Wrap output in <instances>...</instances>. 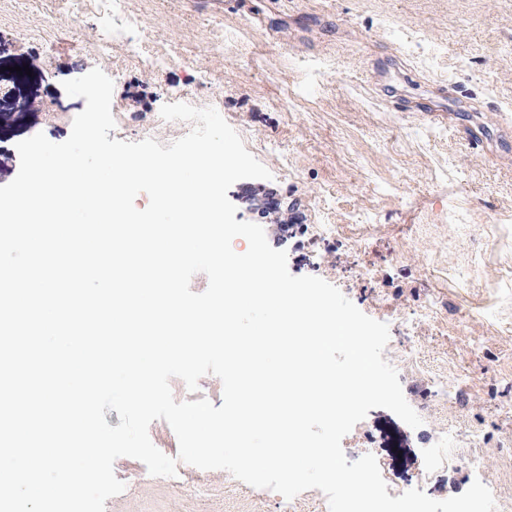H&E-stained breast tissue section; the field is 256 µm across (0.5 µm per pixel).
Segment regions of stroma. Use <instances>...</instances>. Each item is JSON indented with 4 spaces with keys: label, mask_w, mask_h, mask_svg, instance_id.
<instances>
[{
    "label": "stroma",
    "mask_w": 512,
    "mask_h": 512,
    "mask_svg": "<svg viewBox=\"0 0 512 512\" xmlns=\"http://www.w3.org/2000/svg\"><path fill=\"white\" fill-rule=\"evenodd\" d=\"M0 0V186L17 175L18 142L44 133L65 141L85 98L63 81L93 68L114 82L112 139L171 143L191 123L163 120L173 98L214 107L272 174L251 180L274 194L283 218L303 226L283 234L246 209L237 188L236 220L262 225L286 251L292 275L336 286L373 319L395 326L427 302L436 312L418 328L423 369L399 370L407 402L423 423L410 428L384 408L369 411L343 438L348 461L375 455L390 497L403 484L443 500L476 478L467 456L429 466L449 412L479 420L487 469L512 456V0ZM125 28L111 52L96 49L103 28ZM49 41H39L42 33ZM175 51L162 68L129 48ZM30 74H19L21 66ZM205 72L207 85L196 76ZM410 109H393L392 98ZM446 111L430 123L418 105ZM479 127L473 152L457 133ZM458 210L464 223L448 221ZM367 212L370 225L354 224ZM337 224L331 240L317 225ZM370 266L374 284L349 273ZM479 264L476 281L462 271ZM491 309H484V302ZM464 330H457L459 318ZM446 364L470 377L453 410L441 409L431 369ZM114 472L124 491L105 512H278L273 495L223 470L179 462L173 477L151 476L130 457Z\"/></svg>",
    "instance_id": "stroma-1"
}]
</instances>
